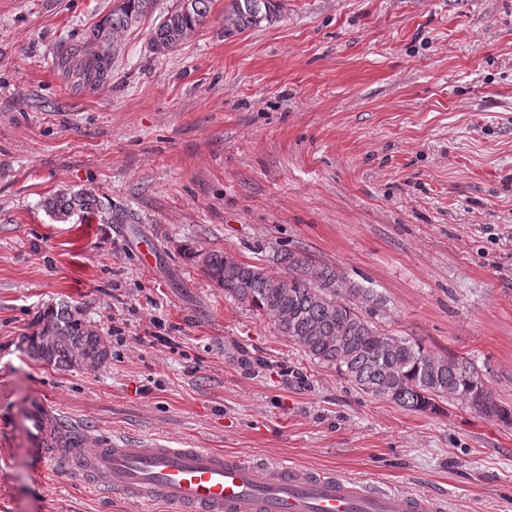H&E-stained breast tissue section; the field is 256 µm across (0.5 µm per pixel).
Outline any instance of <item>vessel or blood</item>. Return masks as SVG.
Here are the masks:
<instances>
[{"instance_id": "obj_1", "label": "vessel or blood", "mask_w": 512, "mask_h": 512, "mask_svg": "<svg viewBox=\"0 0 512 512\" xmlns=\"http://www.w3.org/2000/svg\"><path fill=\"white\" fill-rule=\"evenodd\" d=\"M40 470L75 467L94 489L120 491L141 505L165 501L179 512H441L426 494L397 497L363 480L300 467L252 462L205 448L109 437L87 449L86 434L65 428L42 399L25 414Z\"/></svg>"}]
</instances>
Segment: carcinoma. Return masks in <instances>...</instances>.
Masks as SVG:
<instances>
[{
  "instance_id": "obj_1",
  "label": "carcinoma",
  "mask_w": 512,
  "mask_h": 512,
  "mask_svg": "<svg viewBox=\"0 0 512 512\" xmlns=\"http://www.w3.org/2000/svg\"><path fill=\"white\" fill-rule=\"evenodd\" d=\"M157 0H113L112 10L91 30L86 43L73 48L67 65L79 78L99 82L109 76L118 50L117 37L152 15ZM213 0H172L150 29V48L171 53L210 18ZM277 0H232L225 11L228 31H246L277 17ZM49 216L67 222L73 216L104 210L93 191L61 190L44 201ZM224 293L271 319L277 330L306 355L336 369L361 392L386 398L413 412H434L443 399L458 400L478 414L512 424V410L502 406L474 364L464 357L435 354L420 343L382 333L372 322L383 304L365 287L336 267L317 265L306 254L282 251L280 271L234 261L224 252H188ZM285 279L271 287V276ZM41 327L28 340L37 360L57 368L98 367L111 352L99 328L83 307L66 300L49 307Z\"/></svg>"
}]
</instances>
